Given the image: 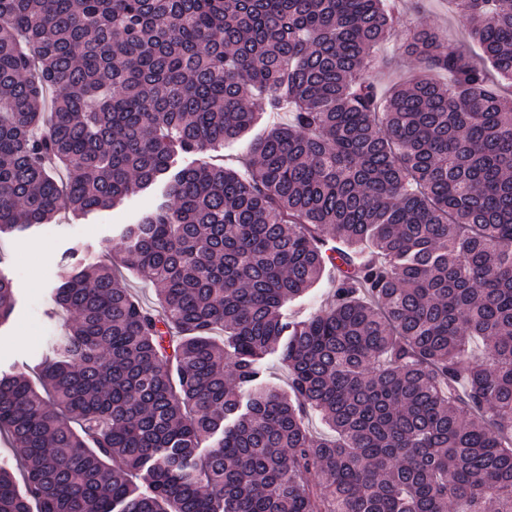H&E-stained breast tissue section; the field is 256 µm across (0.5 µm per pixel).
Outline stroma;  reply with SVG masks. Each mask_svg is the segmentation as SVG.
Here are the masks:
<instances>
[{
  "label": "stroma",
  "instance_id": "obj_1",
  "mask_svg": "<svg viewBox=\"0 0 512 512\" xmlns=\"http://www.w3.org/2000/svg\"><path fill=\"white\" fill-rule=\"evenodd\" d=\"M406 22L447 30L449 44H468L466 19L453 11L448 0H401ZM387 64L374 70L373 80L388 89L393 80L408 76L414 63L396 35L381 46ZM166 196L165 181L128 196L116 208L75 217L60 210L52 223L32 226L21 233L0 237V272L12 281L13 311L0 324V372L36 370L54 338L62 335L71 317L54 310L52 293L61 268H82L105 251L123 246L128 225L137 223Z\"/></svg>",
  "mask_w": 512,
  "mask_h": 512
}]
</instances>
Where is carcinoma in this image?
<instances>
[{
	"mask_svg": "<svg viewBox=\"0 0 512 512\" xmlns=\"http://www.w3.org/2000/svg\"><path fill=\"white\" fill-rule=\"evenodd\" d=\"M453 2L473 53L389 0H0V236L168 185L0 374V512H512V0ZM282 109L245 172L173 170ZM402 44L403 37L395 35L378 51L386 59L387 64L384 68L374 70L372 79L379 84L382 91H386L393 80L408 76L415 67L412 59L405 54ZM328 273H330V276ZM334 276H336V270L333 271V269L327 268L320 283L308 292L304 300L295 302L289 306L287 304L284 308V313L289 317L302 319L309 313L319 309L324 305L329 296L332 287L331 277Z\"/></svg>",
	"mask_w": 512,
	"mask_h": 512,
	"instance_id": "obj_1",
	"label": "carcinoma"
}]
</instances>
